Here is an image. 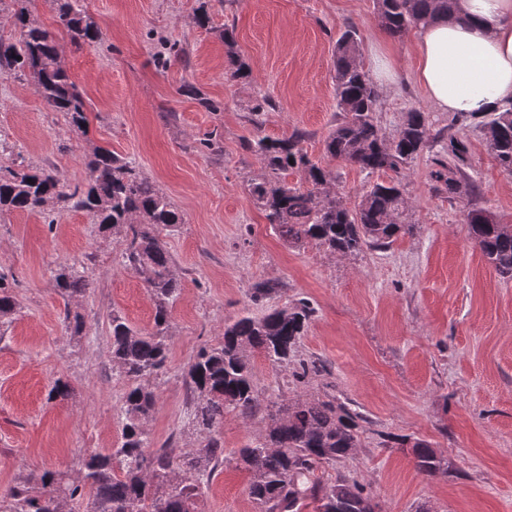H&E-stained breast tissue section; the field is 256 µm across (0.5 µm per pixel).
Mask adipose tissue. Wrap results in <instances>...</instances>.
Listing matches in <instances>:
<instances>
[{
	"instance_id": "adipose-tissue-1",
	"label": "adipose tissue",
	"mask_w": 512,
	"mask_h": 512,
	"mask_svg": "<svg viewBox=\"0 0 512 512\" xmlns=\"http://www.w3.org/2000/svg\"><path fill=\"white\" fill-rule=\"evenodd\" d=\"M415 32L416 84L437 111L479 118L512 103V0H457Z\"/></svg>"
}]
</instances>
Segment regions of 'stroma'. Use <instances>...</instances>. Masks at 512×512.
<instances>
[{
    "label": "stroma",
    "instance_id": "35a3bbf8",
    "mask_svg": "<svg viewBox=\"0 0 512 512\" xmlns=\"http://www.w3.org/2000/svg\"><path fill=\"white\" fill-rule=\"evenodd\" d=\"M202 2L209 22L200 26L194 13ZM82 5L103 39L82 48L62 41L61 59L85 94L86 135L73 134L64 114L46 107L33 81L0 75V138L71 185L83 181L94 148L110 149L182 213L183 224L161 233L182 290L171 307L167 366L151 380L154 445L198 446L185 371L201 347L221 341L225 322L249 305L253 285L269 281L279 288L273 304L313 308L295 356L324 370L299 382L292 368L255 354L261 403L329 396L363 417L359 448L319 470L322 483L364 484L380 512H512V279L485 260L460 219L468 204L512 224V174L477 121L452 123L412 84L411 33H387L374 0ZM348 24L360 33L359 61L380 93L375 118L382 131L395 134L414 109L428 113L434 128L453 126L468 145L465 170L477 186L468 201L434 191L436 152L424 151L403 179L414 234L356 257L285 244L248 190L266 170L246 147L303 131L308 157L331 173L350 206L373 183L390 180V172L363 171L325 150L342 118L334 66L336 40ZM174 43L185 48L183 59L158 65ZM231 51L248 64L247 77L228 75ZM377 51L400 60L398 81L374 68ZM210 134L220 151L200 150ZM72 264L91 286L67 303L53 274ZM0 276L18 301L0 324V487L48 469L76 474L87 453L120 439L125 385L112 374L111 316L151 329L153 300L140 276L120 264L111 232L77 210L57 212L51 225L37 213L0 215ZM67 313L84 322L82 335L67 331ZM59 379L71 386L63 401L48 397ZM264 427L262 417L225 413L224 462L202 512H259L236 452ZM400 436L430 443L446 459V472L418 473L408 449L392 445Z\"/></svg>",
    "mask_w": 512,
    "mask_h": 512
}]
</instances>
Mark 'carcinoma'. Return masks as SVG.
<instances>
[{
    "mask_svg": "<svg viewBox=\"0 0 512 512\" xmlns=\"http://www.w3.org/2000/svg\"><path fill=\"white\" fill-rule=\"evenodd\" d=\"M58 28L49 29L24 9L14 13L19 36L0 39V73L33 76L46 106L62 112L72 129L83 131L86 104L82 91L60 61L59 36L78 48L101 40L100 29L82 10L81 0H53ZM381 26L400 36L439 14L456 15V0H375ZM360 36L348 25L336 41V100L342 121L326 139L334 159L369 172L389 170L396 176L435 143H445L448 158L435 159L434 189L451 199L470 198L477 187L463 170L467 145L451 128H433L424 112L407 113L392 138L377 125L374 114L379 92L357 59ZM500 166L512 173V105L491 112L479 122ZM305 133L294 131L282 139L259 138L248 143L262 160L267 175L249 185V192L265 211L268 224L284 241L322 247L331 253L358 255L380 250L400 236L413 234L416 225L403 217L407 201L398 183H375L352 208L338 196L331 174L311 162L303 151ZM301 168L310 187L288 185L281 173ZM80 210L93 223L118 239L122 265L134 270L154 299L153 330L130 325L112 314V370L126 382L121 405L120 443L106 453L84 456L79 474L44 470L0 490V512H199L210 477L224 461L219 429L224 413L249 419L260 410L252 357L264 355L272 365L292 362L295 347L313 310L269 306L258 316L245 309L224 324L223 341L198 351L185 378L194 397L193 422L199 447L151 449L147 422L157 402L147 384L166 365L170 307L181 293V280L172 268L160 232L184 223L183 215L158 185L138 168L105 148L88 157L84 183L70 186L58 174L23 161L0 166V214ZM470 239L484 258L504 277H512V225L500 224L482 209L462 210ZM55 290L69 302L90 288L73 267L53 275ZM278 292L270 282L251 288L257 304ZM17 300L0 278V320L11 317ZM265 433L238 450V461L251 474L250 497L264 512H301L305 499L320 502L319 512H374L366 487L354 482L321 484L315 472L333 466L358 448L362 416L328 399H291L265 406ZM411 447L416 470L428 477L444 470V459L424 440L395 439Z\"/></svg>",
    "mask_w": 512,
    "mask_h": 512,
    "instance_id": "obj_1",
    "label": "carcinoma"
}]
</instances>
